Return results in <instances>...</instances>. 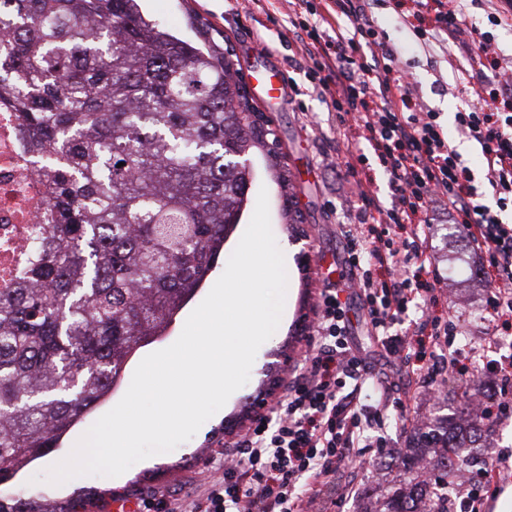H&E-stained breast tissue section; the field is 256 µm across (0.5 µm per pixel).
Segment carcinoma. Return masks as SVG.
<instances>
[{
  "mask_svg": "<svg viewBox=\"0 0 512 512\" xmlns=\"http://www.w3.org/2000/svg\"><path fill=\"white\" fill-rule=\"evenodd\" d=\"M1 12L0 103L27 132L51 224L0 298V483L50 455L194 294L250 202L238 155L274 135L251 123L229 52L171 35L138 0H0ZM267 161L288 223H303L290 171ZM491 425L414 429L397 462L431 476L393 483L382 512H450L438 488ZM0 512L50 510L3 499Z\"/></svg>",
  "mask_w": 512,
  "mask_h": 512,
  "instance_id": "carcinoma-1",
  "label": "carcinoma"
}]
</instances>
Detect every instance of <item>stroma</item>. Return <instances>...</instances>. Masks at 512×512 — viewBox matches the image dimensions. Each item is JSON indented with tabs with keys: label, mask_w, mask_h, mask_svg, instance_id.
Here are the masks:
<instances>
[{
	"label": "stroma",
	"mask_w": 512,
	"mask_h": 512,
	"mask_svg": "<svg viewBox=\"0 0 512 512\" xmlns=\"http://www.w3.org/2000/svg\"><path fill=\"white\" fill-rule=\"evenodd\" d=\"M141 8L146 17L167 23L169 31L179 36L194 37L199 28L207 31L215 42L232 48L239 71L263 74L280 69L288 77L284 98L260 102L259 107L269 114L292 173L294 201L305 217L304 244L292 243L291 232L282 222L273 172L262 156L253 158V186L266 188L273 234L278 246L288 251L285 317L275 334L259 348L248 383L235 391L192 439L175 450L134 464L120 480L99 475L82 476L71 479L63 487L46 482L48 467L38 460L9 482L0 484L1 498L36 500L52 506L64 504L71 512H86L88 498L94 493L103 498L126 492L138 499L154 492H166L178 498L195 494L202 477L217 473L224 460V449L233 443L232 438L224 434L225 420L257 396L266 377V367L274 362L277 349L305 353L306 337L299 331L301 320L314 319L322 289L342 287L347 280L345 239L341 231L343 225L356 220L358 185L368 186L382 202L390 200L388 177L373 154H366L364 162L357 164L356 176L348 175L346 163L355 148L328 100L312 89L304 75L303 64L290 45L293 35L288 26V0H142ZM410 8V0H378L374 9L375 24L388 44L408 63L414 97L425 109L439 113L475 185H483L479 153L455 130V113L466 110L471 103L458 79L460 63L440 50L432 51L420 45L405 21ZM253 213V207L244 209L239 224L225 239L213 269L191 299L176 313L161 336L136 349L127 359L118 384L60 440L55 455L65 453L72 442L79 440L121 400L136 367L146 355L167 348L178 339L190 313L224 272ZM435 220V233L428 237L427 244L432 263L439 271L440 283L434 293H423L420 308L411 310L410 317L417 321L425 313L451 314L464 322L469 332L454 341L459 352L454 376L441 375L412 386L409 410L414 417L439 415L458 423L464 417L463 388L496 402L500 399V380L486 369L478 355L493 329L483 310L485 284L480 277L478 260L467 250L465 229H448L442 214L436 215ZM303 247L308 248L310 254L311 268L307 271L301 269L296 259ZM395 417L392 411L386 415L392 449H364L362 460L353 473H339L337 487L351 483L357 493L350 499L337 498L329 512H378L390 489L391 478L397 472L395 453L406 448L413 432L411 426L396 423ZM510 453L512 416L495 421L490 433L482 435L468 451L481 468L496 464L498 455Z\"/></svg>",
	"instance_id": "stroma-1"
}]
</instances>
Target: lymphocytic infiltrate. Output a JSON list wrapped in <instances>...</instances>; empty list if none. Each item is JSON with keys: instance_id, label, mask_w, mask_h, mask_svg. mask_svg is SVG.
I'll list each match as a JSON object with an SVG mask.
<instances>
[{"instance_id": "obj_1", "label": "lymphocytic infiltrate", "mask_w": 512, "mask_h": 512, "mask_svg": "<svg viewBox=\"0 0 512 512\" xmlns=\"http://www.w3.org/2000/svg\"><path fill=\"white\" fill-rule=\"evenodd\" d=\"M376 0H296L291 19L306 52V75L330 97L337 119L353 116V141H366L388 175L390 206L360 190V222L345 230L350 286L363 300L374 330L397 375L416 380L404 324L421 290L418 275L431 260L420 239L430 211L442 206L448 221L464 227L469 252L487 283L484 307L492 320L512 322V113L498 103L512 94L488 95L503 70L486 33L473 24L460 0H414V32L424 44L460 53L465 90L476 104L455 116L458 132L477 147L494 198L486 204L439 115L412 106L407 71L372 19ZM413 225L414 238L395 244L391 233ZM346 302L339 290L321 291L312 344L295 366L270 414L258 416L237 445L224 451L221 475L199 495L179 500L158 492L142 498L140 512H315L325 489L350 467L359 449L385 448L381 420L395 409L407 421L408 403L394 397L395 382H378L382 397L364 413L357 394L368 381L367 359L352 342Z\"/></svg>"}]
</instances>
